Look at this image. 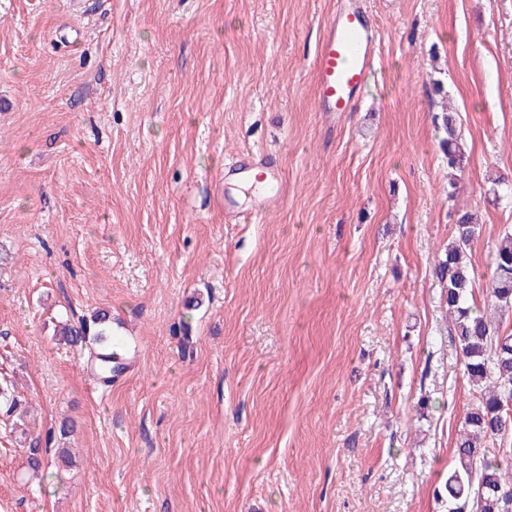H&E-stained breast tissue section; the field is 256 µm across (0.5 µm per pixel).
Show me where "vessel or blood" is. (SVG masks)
<instances>
[{
	"instance_id": "obj_1",
	"label": "vessel or blood",
	"mask_w": 512,
	"mask_h": 512,
	"mask_svg": "<svg viewBox=\"0 0 512 512\" xmlns=\"http://www.w3.org/2000/svg\"><path fill=\"white\" fill-rule=\"evenodd\" d=\"M379 42V30L369 22L363 0H336V11L316 47L317 111L331 116L355 110L372 72ZM229 168L276 189L283 184L278 171L263 166L250 167L236 160Z\"/></svg>"
}]
</instances>
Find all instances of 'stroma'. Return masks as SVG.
I'll return each mask as SVG.
<instances>
[{"label": "stroma", "mask_w": 512, "mask_h": 512, "mask_svg": "<svg viewBox=\"0 0 512 512\" xmlns=\"http://www.w3.org/2000/svg\"><path fill=\"white\" fill-rule=\"evenodd\" d=\"M365 2L378 55L331 122L336 0H0V384L26 407L0 408V512H448L475 390L436 268L471 212L487 288L512 227V0ZM237 154L282 171L277 207ZM98 310L109 385L55 340ZM435 119L437 127L446 134L442 144L448 158V168L461 172L467 160V147L461 135L460 117L456 112H442Z\"/></svg>", "instance_id": "obj_1"}]
</instances>
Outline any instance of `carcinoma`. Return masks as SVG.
I'll return each mask as SVG.
<instances>
[{"label": "carcinoma", "instance_id": "obj_1", "mask_svg": "<svg viewBox=\"0 0 512 512\" xmlns=\"http://www.w3.org/2000/svg\"><path fill=\"white\" fill-rule=\"evenodd\" d=\"M435 119L446 134L442 144L448 167L462 170L467 147L458 113L443 112ZM480 233L481 225L470 213H457L446 258L437 268L451 318L450 332L458 343L464 374L478 391L455 441V463L448 471L445 486L448 512H466L473 505L477 512H509L512 508L509 458L500 449L512 441V418L507 413L508 400L512 399V334H501L495 321L477 308L475 272L465 258ZM491 266L492 278L483 304L491 313L504 314L512 310V228L500 234ZM106 321L107 313H96L93 324L97 330L93 333L84 319L66 323L57 340L77 346L85 343L88 336H95L97 360L114 370L123 362L107 339Z\"/></svg>", "mask_w": 512, "mask_h": 512}]
</instances>
